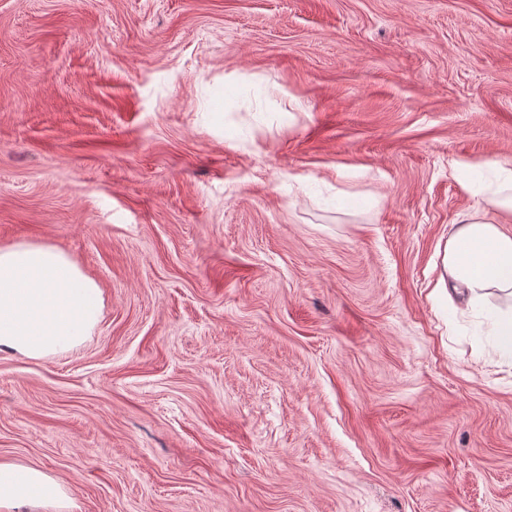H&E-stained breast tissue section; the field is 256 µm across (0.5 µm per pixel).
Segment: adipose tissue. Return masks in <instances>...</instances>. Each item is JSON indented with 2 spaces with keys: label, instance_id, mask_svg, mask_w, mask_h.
I'll return each instance as SVG.
<instances>
[{
  "label": "adipose tissue",
  "instance_id": "obj_1",
  "mask_svg": "<svg viewBox=\"0 0 512 512\" xmlns=\"http://www.w3.org/2000/svg\"><path fill=\"white\" fill-rule=\"evenodd\" d=\"M439 286L471 305L490 290L512 295V233L472 215L455 225L442 257ZM102 310L101 291L64 253L44 245L0 249V348L43 357L84 341ZM42 469L0 463V512L62 497Z\"/></svg>",
  "mask_w": 512,
  "mask_h": 512
}]
</instances>
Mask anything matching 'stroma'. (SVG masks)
<instances>
[{"label": "stroma", "mask_w": 512, "mask_h": 512, "mask_svg": "<svg viewBox=\"0 0 512 512\" xmlns=\"http://www.w3.org/2000/svg\"><path fill=\"white\" fill-rule=\"evenodd\" d=\"M512 169V0H0V248L80 346L0 351L18 512H512V354L436 283ZM101 291L64 253L44 245L0 249V348L43 357L84 341ZM61 486L42 469L0 463V510L12 512L20 506L50 503L62 497Z\"/></svg>", "instance_id": "35a3bbf8"}]
</instances>
